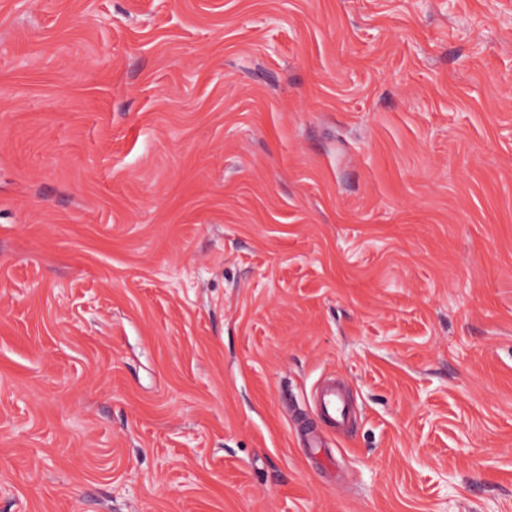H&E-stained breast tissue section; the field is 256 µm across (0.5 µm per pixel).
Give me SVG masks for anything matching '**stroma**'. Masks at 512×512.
Returning a JSON list of instances; mask_svg holds the SVG:
<instances>
[{"mask_svg":"<svg viewBox=\"0 0 512 512\" xmlns=\"http://www.w3.org/2000/svg\"><path fill=\"white\" fill-rule=\"evenodd\" d=\"M0 512H512V0H0ZM314 401L322 421L333 428H344L350 421L351 408L344 389L336 379H324L314 390Z\"/></svg>","mask_w":512,"mask_h":512,"instance_id":"obj_1","label":"stroma"}]
</instances>
